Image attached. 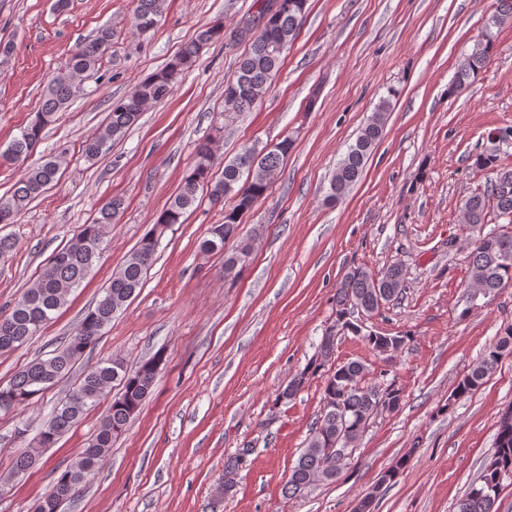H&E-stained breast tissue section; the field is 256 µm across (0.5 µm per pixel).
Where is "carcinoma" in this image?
I'll list each match as a JSON object with an SVG mask.
<instances>
[{"label":"carcinoma","instance_id":"obj_1","mask_svg":"<svg viewBox=\"0 0 512 512\" xmlns=\"http://www.w3.org/2000/svg\"><path fill=\"white\" fill-rule=\"evenodd\" d=\"M133 23L137 32L142 27L155 28L162 16L165 0H134ZM283 7L271 12V4H262L242 27L247 30L257 19L263 20L262 32L251 41L248 51L238 61L232 80L224 85V111L247 112L266 94L273 76L281 66L282 54L275 52L281 43H290L297 35L305 16L307 0H282ZM499 9L487 17L481 33L470 52L459 60L454 81L448 93L454 94L470 83L490 63L497 33L504 20L512 18V0H498ZM224 26L212 25L197 38L185 43L166 67L137 82L129 94L114 103L108 122L99 133L87 138L82 151L89 161L109 152L112 143L121 139L139 120L145 108L167 98L180 76L191 70L203 45L223 36ZM112 47V30L104 28L97 37L81 44L66 65L50 81L43 104L31 122L20 129L0 157L23 164L22 174L11 191L0 197V224H14L31 201L41 196L60 169L57 158L49 157L38 164L25 165L43 139V132L59 119V112L74 97L82 77L98 70L103 57ZM399 91L389 88L370 118L349 145L344 157L329 180L325 200L333 204L344 200L362 177L365 164L383 137L388 116ZM293 148V141L283 139L272 148L246 147L224 165L221 176L214 175L217 154L216 140L199 142L195 163L184 176L178 193L156 217L152 228L141 239L123 266L112 275L103 295L74 331L65 338L61 348L47 359H36L14 374L8 384L0 385V411L28 405L34 398L68 376L87 348L95 345L102 331L115 314L125 309L136 291L143 286V276L153 262L164 234L172 226L183 224L197 199L199 189L208 192L214 205L224 204L232 197L235 205L224 211L223 221L209 228L208 238L200 250L209 253L224 250L227 242L237 245L224 256V273L237 269L239 251L251 247L240 238L242 215L267 194L274 176ZM475 165L495 170L494 180L487 190L470 195L462 205L464 223L479 229L487 222L489 211L508 219L512 224V169L498 166L497 156L479 154ZM246 180H241L242 175ZM124 202L111 198L99 209L89 224L81 225L73 237L57 251L61 258H51L41 269L35 283L15 302L10 312L0 316V353L10 352L38 335L68 302L73 289L81 286L99 259L106 230L118 223ZM512 286V234L492 230L478 234L470 253V280L475 296H489ZM406 288L403 266L393 263L380 275L364 268L346 272L336 284V324L322 337L315 359L280 390L277 398H293L305 384L307 376L324 379L323 407L311 428L305 448L292 467L285 493L297 496L320 482H333L337 475L325 474L328 457L338 448H353L371 419L399 409L401 392L393 383L375 382L369 369L360 361H350L330 367L336 350L337 332H358L351 317L356 312L368 316L397 298ZM366 341L378 353L395 351L404 344L402 336L379 333L366 336ZM512 350V329L490 343L478 364L462 379L453 397H465L476 391L498 367L505 352ZM162 354L157 352L129 370L119 355L104 359L89 367L64 400L53 410L50 419L39 429L33 444L12 462L11 473H26L42 454L84 414L96 407L112 383L121 385L120 393L112 398L98 432L87 448L70 465L53 472L48 493L38 502L35 512H51L58 500H71L82 493L88 476H94L102 466L112 442L123 434L138 414L146 397L156 384ZM512 474V413L500 418L496 448L480 476L481 484L458 502L457 512H494L503 472Z\"/></svg>","mask_w":512,"mask_h":512}]
</instances>
